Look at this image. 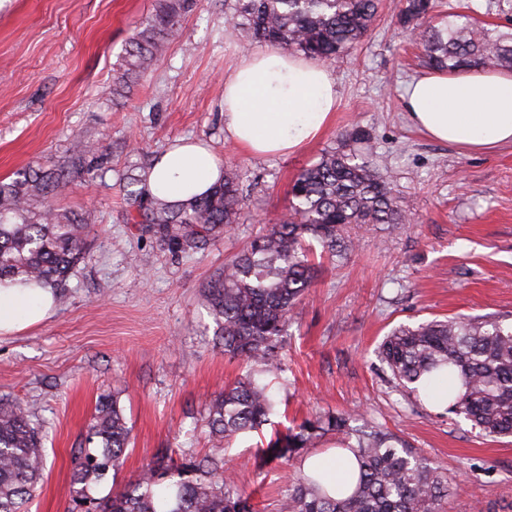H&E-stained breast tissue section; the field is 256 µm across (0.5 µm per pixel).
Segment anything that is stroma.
<instances>
[{"mask_svg":"<svg viewBox=\"0 0 512 512\" xmlns=\"http://www.w3.org/2000/svg\"><path fill=\"white\" fill-rule=\"evenodd\" d=\"M396 2L383 0L362 44L331 63L336 112L323 134L291 155L255 156L224 135V76L259 49L232 36L224 0H196L180 37L120 95L114 71L159 0H0V179L59 159L79 138L112 159L105 178L75 180L53 199L90 225L88 256L59 289L54 313L0 335V398L27 403L43 437L31 512H69L71 458L103 395L117 398L131 444L119 470L95 486L99 497L122 490L166 449L223 458L261 512H278L295 468L256 467L274 427L318 411H359L447 471V512H512V437L480 436L415 403L377 357L400 325L512 314V145L467 151L410 123L401 94L426 69L396 23ZM356 125L370 131L373 163L415 221L393 234L381 224L350 229L354 250L324 261L284 338L277 426L224 444L210 430L208 404L242 364L225 355L202 290L285 212L300 170ZM181 137L222 157L244 210L220 237L174 255L126 223L121 177L143 175Z\"/></svg>","mask_w":512,"mask_h":512,"instance_id":"1","label":"stroma"}]
</instances>
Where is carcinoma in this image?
I'll return each instance as SVG.
<instances>
[{
    "label": "carcinoma",
    "mask_w": 512,
    "mask_h": 512,
    "mask_svg": "<svg viewBox=\"0 0 512 512\" xmlns=\"http://www.w3.org/2000/svg\"><path fill=\"white\" fill-rule=\"evenodd\" d=\"M193 0H162L140 23L119 65L114 84L124 87L165 52ZM381 0H234L232 24L241 39L333 61L371 31ZM433 0H400L396 19L420 36L423 63L454 73L493 65L512 71V31L460 12L435 13ZM371 134L356 126L336 148L294 179L287 213L224 264L205 287L224 353L246 372L211 401L212 432L229 443L278 414L272 381L283 372L282 338L291 313L317 275L309 241L336 256L349 250L351 224L410 223L390 183L376 172ZM112 170L111 157L85 141L61 161L38 162L0 180V285L64 286L85 258L88 224L59 213L53 196L76 179L93 180ZM127 220L142 225L156 245L171 253L198 249L240 223L243 197L231 173L209 192L181 203L140 188L128 193ZM378 355L392 382L415 399L424 397L470 423L485 437L512 435V322L484 315L400 325L382 341ZM340 434L355 456L351 492L336 485L330 495L322 473L299 470L280 491V512H445L448 473L419 456L397 435L358 412H317L277 431L262 449L261 465L311 455L316 440ZM130 430L117 402L100 401L87 431L93 445L74 457L80 488L69 512H255L224 460L214 456L172 458L157 453L142 473L108 498L91 495V484L123 464ZM44 470L40 431L19 400L0 399V512H27Z\"/></svg>",
    "instance_id": "obj_1"
}]
</instances>
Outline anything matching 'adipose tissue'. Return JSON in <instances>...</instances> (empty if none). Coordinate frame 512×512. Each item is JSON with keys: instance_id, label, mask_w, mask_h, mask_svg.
<instances>
[{"instance_id": "obj_1", "label": "adipose tissue", "mask_w": 512, "mask_h": 512, "mask_svg": "<svg viewBox=\"0 0 512 512\" xmlns=\"http://www.w3.org/2000/svg\"><path fill=\"white\" fill-rule=\"evenodd\" d=\"M336 79L318 62L269 47L224 78V133L254 155H287L317 138L336 110ZM403 107L429 137L468 149L512 144V72L431 73L408 84ZM224 177L201 141L175 142L150 170L147 189L171 200L207 193ZM55 306L48 288H0V335L42 322Z\"/></svg>"}]
</instances>
